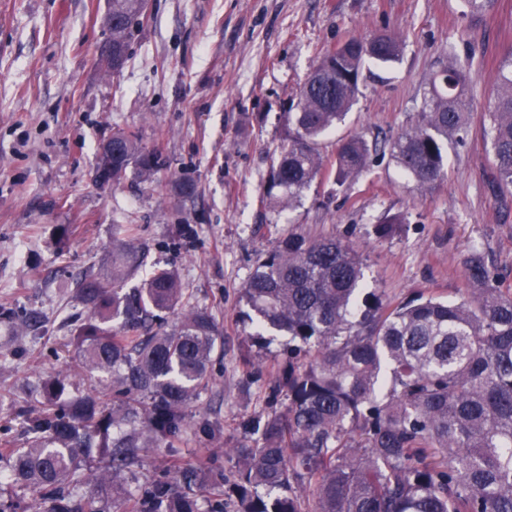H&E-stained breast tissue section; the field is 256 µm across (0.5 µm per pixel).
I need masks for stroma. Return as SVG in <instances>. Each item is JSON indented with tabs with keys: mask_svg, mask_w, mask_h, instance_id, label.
<instances>
[{
	"mask_svg": "<svg viewBox=\"0 0 512 512\" xmlns=\"http://www.w3.org/2000/svg\"><path fill=\"white\" fill-rule=\"evenodd\" d=\"M110 0H0V309L37 314L26 330L0 317V448L26 442L17 409L39 377L61 374L67 395L109 400L111 376L81 371L75 356L77 280L102 272L113 227L135 223L152 262L178 270L192 305L224 333L214 387L192 402L177 446L183 467L233 448L245 422L283 410L269 372L287 337L251 339L240 291L273 250L269 225L335 234L364 257L365 281L388 301L458 298L463 261L482 253L512 290V193L493 175L483 113L498 60L512 46V0L469 15L464 0H150L122 69L105 75ZM399 36L396 60L369 64L344 122L322 153L351 133L367 141L411 125L449 51L472 58V122L449 143L446 177L421 188L389 151L344 183L317 177L292 207L265 198L288 114L324 46L345 37ZM139 132L166 165L145 181L99 185L94 170L113 131ZM192 185L181 194L179 182ZM400 222L386 237L376 226ZM218 422L212 441L197 429Z\"/></svg>",
	"mask_w": 512,
	"mask_h": 512,
	"instance_id": "1",
	"label": "stroma"
}]
</instances>
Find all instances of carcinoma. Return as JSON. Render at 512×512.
I'll use <instances>...</instances> for the list:
<instances>
[{
    "label": "carcinoma",
    "mask_w": 512,
    "mask_h": 512,
    "mask_svg": "<svg viewBox=\"0 0 512 512\" xmlns=\"http://www.w3.org/2000/svg\"><path fill=\"white\" fill-rule=\"evenodd\" d=\"M148 0H112V50L126 58ZM399 54L392 37H350L319 52L288 113V138L275 158L267 193L293 205L326 168L320 139L351 109L366 61ZM469 66L433 77L413 125L389 144L418 185L445 176L448 141L467 135ZM494 178L512 190V51L503 54L485 114ZM112 172L152 179L157 152L138 134L117 131ZM372 147L362 135L336 142L337 181L365 168ZM269 232L276 247L241 293L252 338L288 337L272 392L286 397L248 425L250 440L224 454L235 471L212 464L156 470L139 482L148 448L175 456L189 427L188 404L212 385L223 332L212 314L191 306L177 270L147 267L137 228L126 224L112 250V276L86 278L77 299L87 311L76 355L112 373V407L94 394H64L43 378L40 409L19 407L27 446L0 448L9 480L35 492L0 512H512V292L480 254L464 261L466 288L456 302L434 297L394 304L366 290L360 253L333 234ZM141 282L131 284L138 272ZM183 310L168 326V315ZM208 504V510L200 502Z\"/></svg>",
    "instance_id": "obj_1"
}]
</instances>
